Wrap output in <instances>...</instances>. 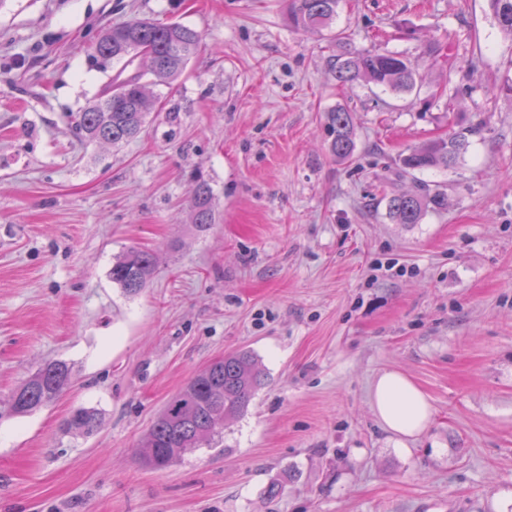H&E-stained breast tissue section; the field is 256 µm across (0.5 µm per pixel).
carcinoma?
Returning a JSON list of instances; mask_svg holds the SVG:
<instances>
[{
    "mask_svg": "<svg viewBox=\"0 0 512 512\" xmlns=\"http://www.w3.org/2000/svg\"><path fill=\"white\" fill-rule=\"evenodd\" d=\"M499 26L512 37V0H489ZM339 0H288V17L297 29L332 27ZM199 34L179 22H156L147 18L129 21L105 30L96 42L94 57L120 62L122 67L102 88L98 98L74 117L75 129L86 141L118 145L135 138L150 112L149 89L170 84L186 69L195 54ZM336 80L351 88L364 81L397 92L414 89L418 72L399 53L349 52L333 63ZM332 131L330 152L341 161L353 157L356 143L350 113L339 108L329 114ZM477 127H462L434 139L399 159L402 175L429 169L453 167L470 146ZM439 185L427 184L417 193L389 198V218L396 224H418L429 209L444 205ZM192 224L206 231L213 223L209 190L201 185L191 199ZM157 264L155 253L139 246L128 248L110 270L112 282L129 295L139 294ZM71 366L61 360L41 364L10 396V411L24 416L51 402L72 383ZM264 375L257 358L247 350L231 351L194 375L165 403L151 429L140 443L139 459L152 469L163 470L185 455L210 443L223 433L224 425L243 415ZM101 424L97 412L74 411L69 428L90 433Z\"/></svg>",
    "mask_w": 512,
    "mask_h": 512,
    "instance_id": "obj_1",
    "label": "carcinoma"
}]
</instances>
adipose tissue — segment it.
I'll use <instances>...</instances> for the list:
<instances>
[{"mask_svg":"<svg viewBox=\"0 0 512 512\" xmlns=\"http://www.w3.org/2000/svg\"><path fill=\"white\" fill-rule=\"evenodd\" d=\"M372 407L388 431L404 437L423 432L432 415L426 396L398 371L378 376L372 387Z\"/></svg>","mask_w":512,"mask_h":512,"instance_id":"obj_1","label":"adipose tissue"}]
</instances>
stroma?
I'll list each match as a JSON object with an SVG mask.
<instances>
[{
    "instance_id": "obj_1",
    "label": "stroma",
    "mask_w": 512,
    "mask_h": 512,
    "mask_svg": "<svg viewBox=\"0 0 512 512\" xmlns=\"http://www.w3.org/2000/svg\"><path fill=\"white\" fill-rule=\"evenodd\" d=\"M134 17L192 27L197 52L152 87L138 137L82 141L72 118L119 69L90 47ZM354 51L403 54L420 80L345 91L331 62ZM474 124L454 168L398 177L399 155ZM421 182L446 206L392 223L388 198ZM132 245L159 257L135 296L109 275ZM241 348L265 373L247 411L143 467L164 403ZM49 360L71 388L12 415ZM391 370L429 398L418 437L371 409ZM80 407L93 434L67 430ZM0 512H512V37L489 0H341L313 32L288 0H0ZM332 131L330 152L337 160H350L355 152V130L350 113L339 108L329 114ZM192 224L200 231H206L213 223V209L209 190L201 185L191 199Z\"/></svg>"
}]
</instances>
